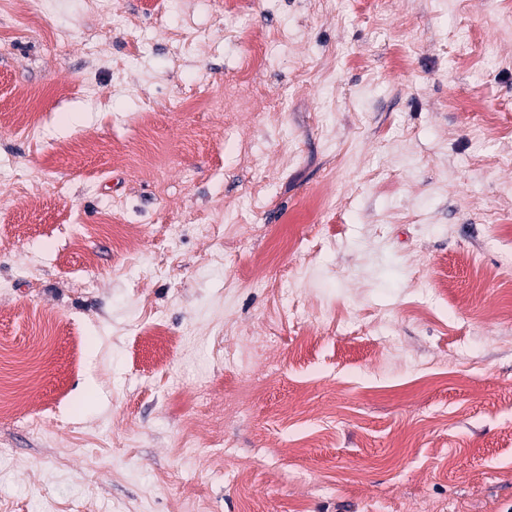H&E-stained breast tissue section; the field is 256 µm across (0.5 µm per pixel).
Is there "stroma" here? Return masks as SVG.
Returning <instances> with one entry per match:
<instances>
[{
	"instance_id": "stroma-1",
	"label": "stroma",
	"mask_w": 512,
	"mask_h": 512,
	"mask_svg": "<svg viewBox=\"0 0 512 512\" xmlns=\"http://www.w3.org/2000/svg\"><path fill=\"white\" fill-rule=\"evenodd\" d=\"M239 4L0 0V512H512V0ZM43 349V345L41 342H38V352L35 354H31L28 357L24 358L23 366L25 368L24 372V384L7 393H0V407L7 408V411L13 409L16 405H18L17 400L21 397L23 392L28 389V387L33 383L32 374L29 370L32 367V364L35 360L41 355Z\"/></svg>"
}]
</instances>
